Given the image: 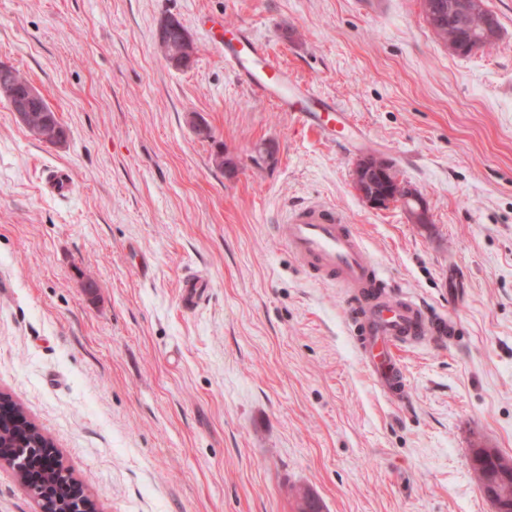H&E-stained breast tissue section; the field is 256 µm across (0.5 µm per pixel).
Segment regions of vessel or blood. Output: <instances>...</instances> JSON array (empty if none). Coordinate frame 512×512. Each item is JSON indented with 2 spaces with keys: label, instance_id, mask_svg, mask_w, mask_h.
Listing matches in <instances>:
<instances>
[{
  "label": "vessel or blood",
  "instance_id": "obj_1",
  "mask_svg": "<svg viewBox=\"0 0 512 512\" xmlns=\"http://www.w3.org/2000/svg\"><path fill=\"white\" fill-rule=\"evenodd\" d=\"M208 37L223 52L225 66L259 99L274 102L280 111L291 113L304 127L332 142L338 130H354L348 112L334 99L295 82L247 28H235L229 38L223 30L213 29ZM73 187L69 168H53L46 178L45 188L55 197H68ZM277 232L303 273L341 289L355 347L375 389L391 403L406 402L409 385L401 349L431 338L446 342L458 331L455 322L430 313L419 299L395 287L334 207L309 202L290 208ZM206 286L201 276L186 275L181 285L183 306L196 308Z\"/></svg>",
  "mask_w": 512,
  "mask_h": 512
}]
</instances>
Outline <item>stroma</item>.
I'll use <instances>...</instances> for the list:
<instances>
[{"mask_svg":"<svg viewBox=\"0 0 512 512\" xmlns=\"http://www.w3.org/2000/svg\"><path fill=\"white\" fill-rule=\"evenodd\" d=\"M488 6L496 45L461 56L420 0H0V61L68 132L39 142L0 100V392L100 512H294L293 485L324 512H493L472 452L512 456V0ZM209 14L251 27L360 140L257 100L208 42ZM170 17L196 46L185 70L158 50ZM365 153L431 223L363 202ZM53 166L72 170L70 197L44 192ZM310 200L458 323L446 346L404 353L406 405L368 379L339 289L278 237ZM192 267L209 283L193 313ZM0 512H42L5 464ZM207 282L201 276L197 274H188L182 280V295L181 301L183 306L192 310L196 308L200 302L205 288H207Z\"/></svg>","mask_w":512,"mask_h":512,"instance_id":"stroma-1","label":"stroma"}]
</instances>
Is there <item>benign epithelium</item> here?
Here are the masks:
<instances>
[{"mask_svg":"<svg viewBox=\"0 0 512 512\" xmlns=\"http://www.w3.org/2000/svg\"><path fill=\"white\" fill-rule=\"evenodd\" d=\"M439 12H448L451 17L463 22L471 16L482 18V30L479 44L495 41L500 35V25L496 16L490 12L486 0H451L448 6H437ZM167 28L176 29L179 38L175 41L166 38L160 32L158 46L165 60L176 69L191 66L196 57L195 44L188 33L177 21L167 22ZM434 36L454 54L475 50V37L463 35L442 22L431 25ZM0 97L10 103L15 120L26 128L33 137L49 144L60 146L67 140V134L60 126H51L46 121L36 119L34 112L43 100L41 91L32 83H19L10 75L0 76ZM353 184L362 200L371 208L381 209L392 202L402 204L409 213L411 223H432L429 210L418 193L394 177V169L390 162L374 155H365L355 164ZM486 496L494 505V512H508L512 509L506 503L512 501V483L501 480L500 476L487 471L484 473Z\"/></svg>","mask_w":512,"mask_h":512,"instance_id":"1","label":"benign epithelium"}]
</instances>
